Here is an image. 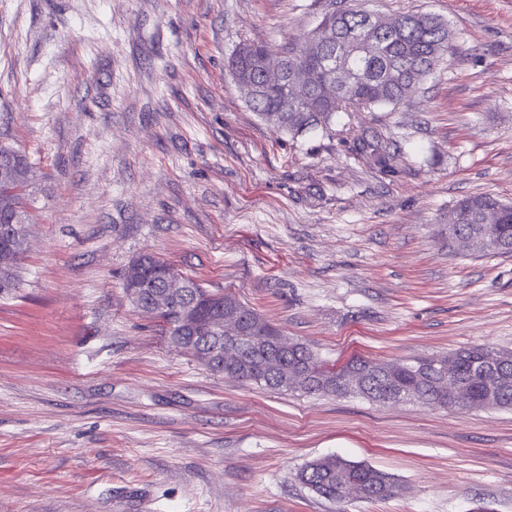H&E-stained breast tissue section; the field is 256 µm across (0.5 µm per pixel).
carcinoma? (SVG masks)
<instances>
[{
	"instance_id": "obj_1",
	"label": "carcinoma",
	"mask_w": 512,
	"mask_h": 512,
	"mask_svg": "<svg viewBox=\"0 0 512 512\" xmlns=\"http://www.w3.org/2000/svg\"><path fill=\"white\" fill-rule=\"evenodd\" d=\"M367 19L366 9L360 0H344L343 6L324 14L321 25L329 26L336 33V50L342 52L355 72L354 81L347 87H336V96H322L318 87L325 74L327 60L333 54L321 43L319 30L309 33L302 54L285 45H271L244 41L246 55H233L229 68L236 82L252 84L254 91L247 98L249 106L262 119L271 113L279 115L277 127L292 138L310 130L331 129L338 113L355 118L364 112L372 114L371 121H379L375 112L383 108L398 109L410 93L422 84L440 65L452 49V32L448 23L432 14L417 19L413 13L390 17V26L378 33H370L366 41L350 45L349 33L362 27ZM267 60L288 71V84L306 83L303 98L296 104L288 100L286 86L265 83L258 63ZM354 154L382 170H389L391 159L380 134L365 129L353 137ZM27 181H0V222L16 220V232L11 237L0 236V254L8 250L25 252L31 230L26 208ZM494 210L498 223L491 226L497 234L499 254H512V205L504 204L494 196L476 195L459 201L448 212L452 231L476 241L483 237L486 210ZM175 272L170 263L153 254L139 256L127 269L124 288L139 290L141 298L148 299L159 290L161 276ZM192 287L185 298L197 300L202 305L203 317L209 321L224 318V328L212 338L198 337L196 343L211 353L208 366L243 383L255 384L276 391H301L336 397L350 395L373 402L384 403L380 385H388L398 401H418L430 406L440 389L453 375L462 384L471 409H512V359L496 368L495 373L505 383L495 386L494 397L488 396L491 385L489 374L480 369L478 361L489 346L480 345L454 353L455 360L448 364L440 357L406 360L394 366L390 362L353 358L339 367V374L359 375L363 385L350 392L336 383V378L323 377L324 361L308 345L287 338L248 305L230 293L219 301L203 303L213 291L189 280ZM309 369L301 382L288 381V366ZM298 479L309 490L332 501L343 502L352 493L350 482L359 481L357 497L379 501L394 494L391 477L365 463L328 456L306 464Z\"/></svg>"
}]
</instances>
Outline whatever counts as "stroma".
Returning a JSON list of instances; mask_svg holds the SVG:
<instances>
[{"instance_id":"obj_1","label":"stroma","mask_w":512,"mask_h":512,"mask_svg":"<svg viewBox=\"0 0 512 512\" xmlns=\"http://www.w3.org/2000/svg\"><path fill=\"white\" fill-rule=\"evenodd\" d=\"M331 0H0V143L28 159L27 249L0 294V512H512V410L272 392L175 348L123 288L151 253L234 294L326 363L512 351V255L448 212L512 202V0H366L429 13L452 50L381 112L393 170L347 117L293 139L226 61L292 43ZM336 454L384 501L297 479ZM372 129V130H371ZM354 154L366 163L373 162L382 170H391L390 153L383 145L380 134L372 127L363 129L360 135L353 137ZM298 479L309 490L332 501L343 502L352 493L350 482L359 481L354 492L357 498L379 501L394 494L395 484L391 477L365 463L328 456L309 462L298 473Z\"/></svg>"}]
</instances>
